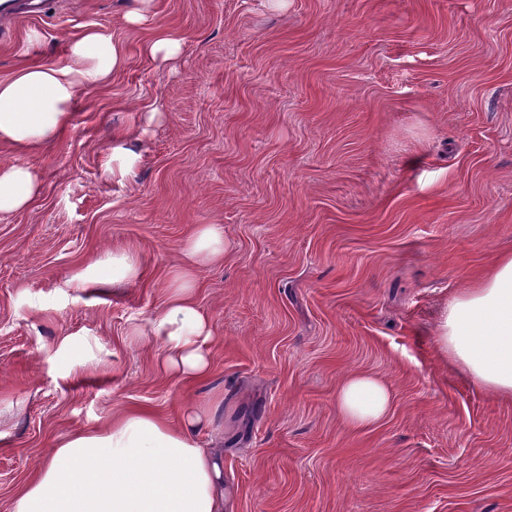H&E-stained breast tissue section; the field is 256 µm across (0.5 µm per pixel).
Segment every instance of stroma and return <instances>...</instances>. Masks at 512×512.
I'll list each match as a JSON object with an SVG mask.
<instances>
[{
    "mask_svg": "<svg viewBox=\"0 0 512 512\" xmlns=\"http://www.w3.org/2000/svg\"><path fill=\"white\" fill-rule=\"evenodd\" d=\"M128 8L0 20V79L91 27L126 52L0 220V512L60 437L216 397L198 441L224 512H512V401L435 348L448 301L512 249V0H158L139 26ZM161 29L183 39L166 64L144 52ZM117 133L141 154L124 181ZM198 224L226 252L196 272L219 343L190 387L132 329L163 313ZM128 247L140 279L78 281ZM352 372L393 391L377 425L336 410Z\"/></svg>",
    "mask_w": 512,
    "mask_h": 512,
    "instance_id": "obj_1",
    "label": "stroma"
}]
</instances>
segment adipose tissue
Listing matches in <instances>:
<instances>
[{"label": "adipose tissue", "mask_w": 512, "mask_h": 512, "mask_svg": "<svg viewBox=\"0 0 512 512\" xmlns=\"http://www.w3.org/2000/svg\"><path fill=\"white\" fill-rule=\"evenodd\" d=\"M123 64L121 43L96 27L69 43L63 62L21 64L0 79V146L21 157L53 145L70 123L78 91L107 84ZM37 191L29 165L19 159L1 166L0 216L24 209ZM224 248L223 225L194 230L168 282L165 310L151 322L161 341L158 360L177 381L201 382L210 373L215 336L195 298V270L221 261ZM94 266L116 285L141 275L130 250L103 253ZM435 344L449 366L512 400V251L450 300ZM391 403L390 388L364 373L348 374L336 391L337 410L353 427L379 423ZM212 410L208 403L189 408L175 426L128 407L102 428L69 433L21 488L13 512H224L218 464L197 440Z\"/></svg>", "instance_id": "ef3b65f1"}]
</instances>
